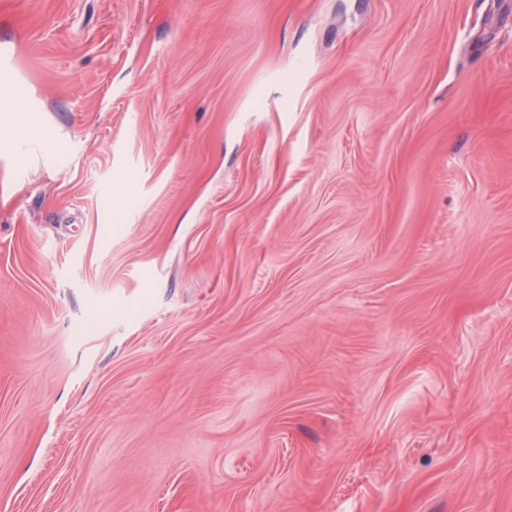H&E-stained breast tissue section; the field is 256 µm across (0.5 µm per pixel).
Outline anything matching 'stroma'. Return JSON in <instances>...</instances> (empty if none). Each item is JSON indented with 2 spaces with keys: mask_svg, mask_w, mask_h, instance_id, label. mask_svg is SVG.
Returning a JSON list of instances; mask_svg holds the SVG:
<instances>
[{
  "mask_svg": "<svg viewBox=\"0 0 512 512\" xmlns=\"http://www.w3.org/2000/svg\"><path fill=\"white\" fill-rule=\"evenodd\" d=\"M1 45L0 512H512V0H0Z\"/></svg>",
  "mask_w": 512,
  "mask_h": 512,
  "instance_id": "stroma-1",
  "label": "stroma"
}]
</instances>
